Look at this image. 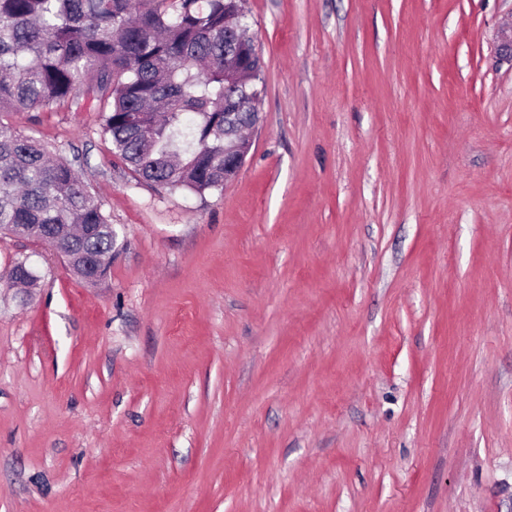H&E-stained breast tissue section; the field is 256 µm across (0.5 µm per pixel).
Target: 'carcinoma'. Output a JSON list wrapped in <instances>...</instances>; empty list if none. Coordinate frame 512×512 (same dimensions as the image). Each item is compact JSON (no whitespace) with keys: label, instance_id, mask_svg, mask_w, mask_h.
I'll return each mask as SVG.
<instances>
[{"label":"carcinoma","instance_id":"1","mask_svg":"<svg viewBox=\"0 0 512 512\" xmlns=\"http://www.w3.org/2000/svg\"><path fill=\"white\" fill-rule=\"evenodd\" d=\"M242 0H0V114L94 103L103 133L143 181L202 195L224 188V98L257 88L229 61L254 43L224 31ZM130 112L143 124L127 125ZM0 227L69 238L68 265L112 261V223L73 164L0 120Z\"/></svg>","mask_w":512,"mask_h":512}]
</instances>
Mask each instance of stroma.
I'll list each match as a JSON object with an SVG mask.
<instances>
[{
  "mask_svg": "<svg viewBox=\"0 0 512 512\" xmlns=\"http://www.w3.org/2000/svg\"><path fill=\"white\" fill-rule=\"evenodd\" d=\"M233 181L141 182L89 104L9 112L119 232L0 239V512H512V0H245Z\"/></svg>",
  "mask_w": 512,
  "mask_h": 512,
  "instance_id": "stroma-1",
  "label": "stroma"
}]
</instances>
